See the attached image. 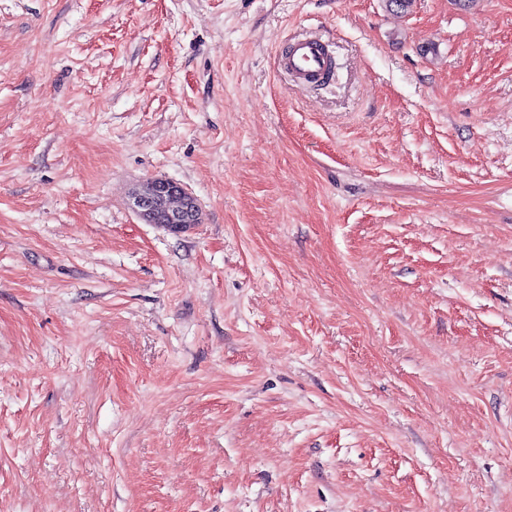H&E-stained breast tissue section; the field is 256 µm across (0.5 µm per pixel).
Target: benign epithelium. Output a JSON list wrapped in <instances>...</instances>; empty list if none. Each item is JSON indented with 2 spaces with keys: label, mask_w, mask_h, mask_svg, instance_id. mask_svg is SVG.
<instances>
[{
  "label": "benign epithelium",
  "mask_w": 512,
  "mask_h": 512,
  "mask_svg": "<svg viewBox=\"0 0 512 512\" xmlns=\"http://www.w3.org/2000/svg\"><path fill=\"white\" fill-rule=\"evenodd\" d=\"M137 215L161 223L172 231H183L200 223L201 209L195 197L181 184L166 178H149L132 195Z\"/></svg>",
  "instance_id": "7a95c632"
}]
</instances>
